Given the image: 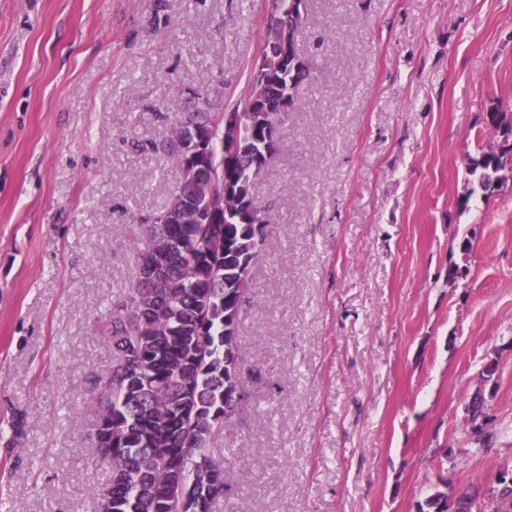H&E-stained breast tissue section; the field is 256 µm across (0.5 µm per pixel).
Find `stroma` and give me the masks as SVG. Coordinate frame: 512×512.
<instances>
[{"label":"stroma","instance_id":"1","mask_svg":"<svg viewBox=\"0 0 512 512\" xmlns=\"http://www.w3.org/2000/svg\"><path fill=\"white\" fill-rule=\"evenodd\" d=\"M269 4L0 0V512H98L104 337L181 182L158 115L243 101ZM298 51L215 512H415L444 479L486 504L512 471V181L458 201L512 105V0H307ZM484 398L481 394H475L465 405V412L470 422V430L476 437H484L486 432L483 431L480 421L486 414L484 412Z\"/></svg>","mask_w":512,"mask_h":512}]
</instances>
